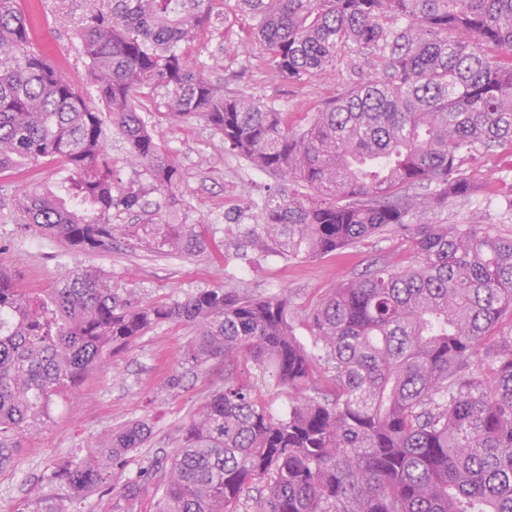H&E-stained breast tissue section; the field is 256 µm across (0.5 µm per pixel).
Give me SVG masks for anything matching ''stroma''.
I'll list each match as a JSON object with an SVG mask.
<instances>
[{
    "label": "stroma",
    "instance_id": "stroma-1",
    "mask_svg": "<svg viewBox=\"0 0 512 512\" xmlns=\"http://www.w3.org/2000/svg\"><path fill=\"white\" fill-rule=\"evenodd\" d=\"M38 44L76 82L87 79V66L75 35L83 16L107 9L110 0H37ZM251 21L234 8V0H215L211 26L202 28L188 49L191 64L224 86L228 95H245L286 113L292 125L305 124L364 69L363 60L344 58L329 74L292 83L269 66L259 45L249 42ZM164 89L139 94L140 113L156 141L178 161L184 176L172 209L176 223L194 225L206 241L194 254L150 253L117 240L112 250L74 252L53 239L21 229L15 201L31 185L60 178L59 162L39 163L23 173H0V262L25 288L47 289L75 269L93 270L110 286L138 302H172L206 288L229 287L252 295L285 294L297 336L310 339L308 315L329 289L364 273L373 262H401L407 246L394 235H381L338 254L291 260L246 238L259 223L261 205L278 180L253 168L224 148L223 137L197 120L170 121ZM462 173L477 188L468 200L417 213L416 224H467L481 221L512 233V220L495 206L500 192L512 189V149L464 163ZM192 331L166 322L112 354L79 386L64 393L45 424L17 438V462L0 474V512H30L34 499L65 496L44 481L47 472L68 460L99 453L113 433L136 420L148 421L145 448L114 470L111 481L76 503L77 512H119L118 491L125 479L148 460L172 453L183 427L202 404L224 385L223 361L190 372L182 355ZM183 383L171 389L167 380Z\"/></svg>",
    "mask_w": 512,
    "mask_h": 512
}]
</instances>
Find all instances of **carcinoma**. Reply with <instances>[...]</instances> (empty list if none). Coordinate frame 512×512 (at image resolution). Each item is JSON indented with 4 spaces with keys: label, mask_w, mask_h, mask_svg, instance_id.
<instances>
[{
    "label": "carcinoma",
    "mask_w": 512,
    "mask_h": 512,
    "mask_svg": "<svg viewBox=\"0 0 512 512\" xmlns=\"http://www.w3.org/2000/svg\"><path fill=\"white\" fill-rule=\"evenodd\" d=\"M212 3L112 0L111 11L89 12L77 35L89 71L80 86L37 47L35 5L0 0V172L66 163L63 182L17 199L21 227L100 251L115 239L112 212L138 211L141 246L204 249L192 225L155 223L183 173L138 112L151 86L166 90L169 119L203 120L255 168L309 190L266 198L251 235L275 253L313 258L390 232L410 256L328 291L311 313L317 354L295 335L282 294L208 288L141 304L92 271L34 291L0 268V472L15 466L14 434L50 417L55 398L178 321L194 330L184 362L223 360L224 388L168 460L127 479L125 512L147 493L154 512H512V336L487 343L512 315V235L411 222L417 189L434 187V206L466 200L475 187L462 162L512 147V0H235L289 81L323 75L348 53L373 69L300 130L190 65L185 47ZM107 120L149 188L117 175ZM241 357L288 389L286 412L273 414L238 378ZM151 434L136 421L103 453L52 471L46 481L70 496L32 512H71L67 502L107 483Z\"/></svg>",
    "instance_id": "cac0c4a2"
}]
</instances>
